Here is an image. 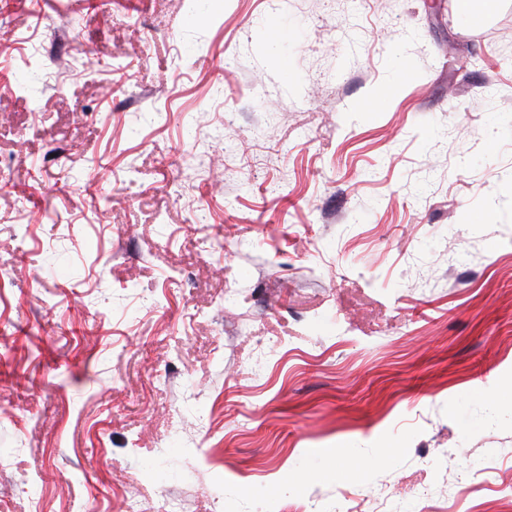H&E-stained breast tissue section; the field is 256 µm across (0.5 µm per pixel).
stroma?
I'll return each mask as SVG.
<instances>
[{"label":"stroma","instance_id":"stroma-1","mask_svg":"<svg viewBox=\"0 0 512 512\" xmlns=\"http://www.w3.org/2000/svg\"><path fill=\"white\" fill-rule=\"evenodd\" d=\"M0 161V512H512V0H0Z\"/></svg>","mask_w":512,"mask_h":512}]
</instances>
